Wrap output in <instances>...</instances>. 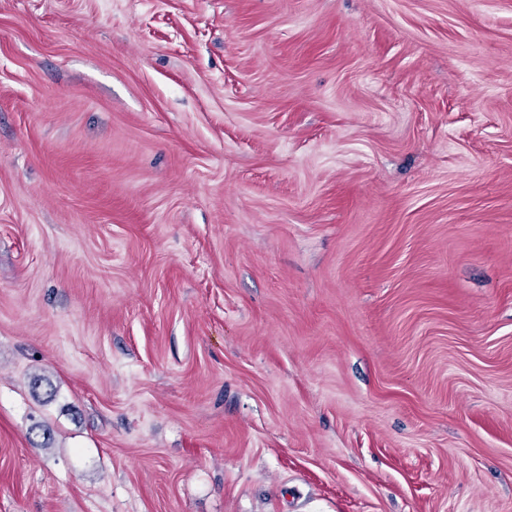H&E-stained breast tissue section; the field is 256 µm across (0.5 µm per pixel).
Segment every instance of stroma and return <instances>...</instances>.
I'll use <instances>...</instances> for the list:
<instances>
[{"label":"stroma","mask_w":512,"mask_h":512,"mask_svg":"<svg viewBox=\"0 0 512 512\" xmlns=\"http://www.w3.org/2000/svg\"><path fill=\"white\" fill-rule=\"evenodd\" d=\"M0 512H512V0H0Z\"/></svg>","instance_id":"1"}]
</instances>
